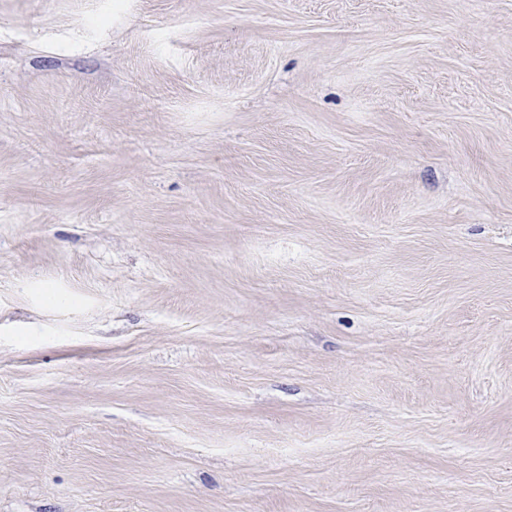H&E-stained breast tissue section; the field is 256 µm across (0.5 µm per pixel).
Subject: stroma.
I'll return each mask as SVG.
<instances>
[{"label":"stroma","instance_id":"obj_1","mask_svg":"<svg viewBox=\"0 0 512 512\" xmlns=\"http://www.w3.org/2000/svg\"><path fill=\"white\" fill-rule=\"evenodd\" d=\"M0 512H512V0H0Z\"/></svg>","mask_w":512,"mask_h":512}]
</instances>
